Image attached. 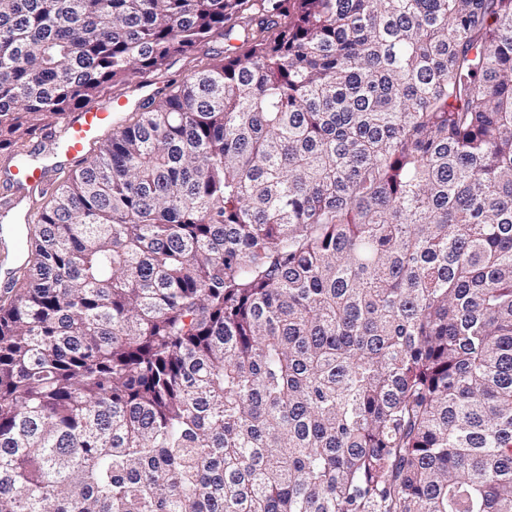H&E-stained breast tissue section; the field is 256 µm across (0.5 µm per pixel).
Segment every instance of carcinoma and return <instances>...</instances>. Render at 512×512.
Masks as SVG:
<instances>
[{"label": "carcinoma", "instance_id": "carcinoma-1", "mask_svg": "<svg viewBox=\"0 0 512 512\" xmlns=\"http://www.w3.org/2000/svg\"><path fill=\"white\" fill-rule=\"evenodd\" d=\"M215 36L26 212L0 512H512V0H0V151ZM226 43L224 39L214 37L203 48L202 51H195L191 54L177 58V60L169 67V69L162 70L153 75V80L156 83L154 87H163L167 85H179L182 81L186 80L193 71L200 65V61H208L206 58L212 56V53H219L224 51ZM210 49V56H206L204 50Z\"/></svg>", "mask_w": 512, "mask_h": 512}]
</instances>
